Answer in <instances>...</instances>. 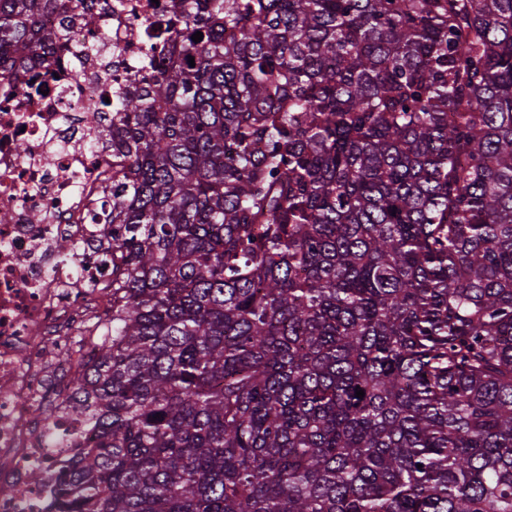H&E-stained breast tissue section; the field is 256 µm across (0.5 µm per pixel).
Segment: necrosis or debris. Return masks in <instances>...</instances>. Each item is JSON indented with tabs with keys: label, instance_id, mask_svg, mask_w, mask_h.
Here are the masks:
<instances>
[{
	"label": "necrosis or debris",
	"instance_id": "necrosis-or-debris-1",
	"mask_svg": "<svg viewBox=\"0 0 512 512\" xmlns=\"http://www.w3.org/2000/svg\"><path fill=\"white\" fill-rule=\"evenodd\" d=\"M154 18L152 0H119L94 29L71 25L66 75L46 93L0 83V211L12 216L0 224V512H46L48 486L96 445L90 421L66 411L61 381L85 370L112 324L111 239L90 221L112 147L82 117L100 107L91 88L137 72ZM63 237L78 243L74 257L59 252Z\"/></svg>",
	"mask_w": 512,
	"mask_h": 512
}]
</instances>
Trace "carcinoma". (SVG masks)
<instances>
[{
	"instance_id": "obj_1",
	"label": "carcinoma",
	"mask_w": 512,
	"mask_h": 512,
	"mask_svg": "<svg viewBox=\"0 0 512 512\" xmlns=\"http://www.w3.org/2000/svg\"><path fill=\"white\" fill-rule=\"evenodd\" d=\"M112 2L0 0V80ZM147 45L51 512H512V0H166Z\"/></svg>"
}]
</instances>
